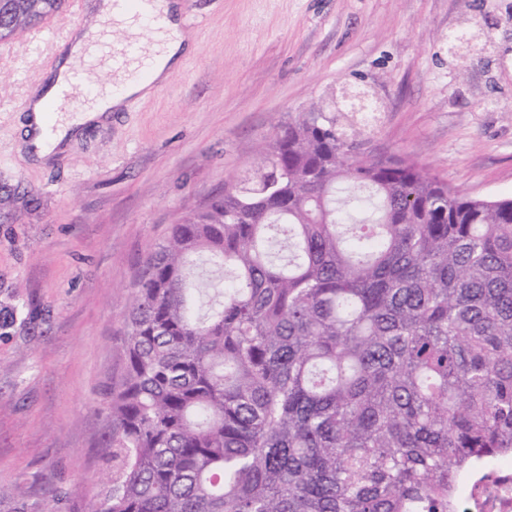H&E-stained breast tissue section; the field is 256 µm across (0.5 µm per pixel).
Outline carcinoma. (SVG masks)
Instances as JSON below:
<instances>
[{
  "label": "carcinoma",
  "instance_id": "obj_1",
  "mask_svg": "<svg viewBox=\"0 0 512 512\" xmlns=\"http://www.w3.org/2000/svg\"><path fill=\"white\" fill-rule=\"evenodd\" d=\"M57 4L0 0V38ZM361 135L313 112L170 226L104 393L112 483L68 512H448L512 451V199Z\"/></svg>",
  "mask_w": 512,
  "mask_h": 512
}]
</instances>
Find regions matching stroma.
<instances>
[{"label": "stroma", "mask_w": 512, "mask_h": 512, "mask_svg": "<svg viewBox=\"0 0 512 512\" xmlns=\"http://www.w3.org/2000/svg\"><path fill=\"white\" fill-rule=\"evenodd\" d=\"M95 2L61 0L52 34L0 39V512L108 484L99 394L145 259L311 104L362 127L366 154L512 198V0H181L196 49L164 86L34 161L21 103L56 41L99 25ZM359 91L375 112L350 110Z\"/></svg>", "instance_id": "1"}]
</instances>
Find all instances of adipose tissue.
Segmentation results:
<instances>
[{"mask_svg": "<svg viewBox=\"0 0 512 512\" xmlns=\"http://www.w3.org/2000/svg\"><path fill=\"white\" fill-rule=\"evenodd\" d=\"M155 9L168 19L167 31L154 34V44L149 57L150 80H142L134 75L122 77V94L102 91L83 111L74 114H60L54 132H47L44 104L56 95L58 87L69 77L73 67L93 54L104 36L99 28L87 30L84 37L61 49L54 70L45 80L41 100L30 103L26 117L25 135L37 157L52 154L66 140L72 139L81 126L99 123L107 119L109 112L119 110L129 97L146 98L152 93V83H165L176 71L183 58L194 52L195 42L181 29L182 7L178 0H156Z\"/></svg>", "mask_w": 512, "mask_h": 512, "instance_id": "adipose-tissue-1", "label": "adipose tissue"}]
</instances>
